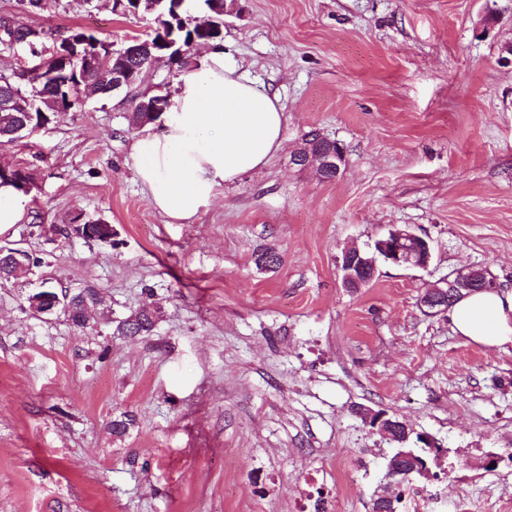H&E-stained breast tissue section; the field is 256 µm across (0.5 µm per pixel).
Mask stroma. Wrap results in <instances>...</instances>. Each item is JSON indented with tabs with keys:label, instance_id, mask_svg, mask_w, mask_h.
<instances>
[{
	"label": "stroma",
	"instance_id": "1",
	"mask_svg": "<svg viewBox=\"0 0 512 512\" xmlns=\"http://www.w3.org/2000/svg\"><path fill=\"white\" fill-rule=\"evenodd\" d=\"M0 15L115 45L154 18L111 0H47ZM512 0H237L225 58L285 112L282 149L173 224L138 182L134 87L75 106L0 165L31 173L20 224L0 234L60 288L94 286L79 330L31 315L34 281L0 283V512H373L396 446L358 408L406 420L446 452L400 512H512V346L426 315L430 284L485 267L512 290ZM316 132L345 148L340 177L292 161ZM111 243L51 238L75 216ZM429 238L428 269L380 265L344 288L342 250L391 226ZM282 256L257 269L254 251ZM147 336H117L146 304ZM135 416L116 436L112 422ZM501 455L495 469L487 454Z\"/></svg>",
	"mask_w": 512,
	"mask_h": 512
}]
</instances>
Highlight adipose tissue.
I'll return each mask as SVG.
<instances>
[{"label": "adipose tissue", "mask_w": 512, "mask_h": 512, "mask_svg": "<svg viewBox=\"0 0 512 512\" xmlns=\"http://www.w3.org/2000/svg\"><path fill=\"white\" fill-rule=\"evenodd\" d=\"M278 98L211 47L177 84L160 120L132 145L136 175L171 222L190 224L219 188L265 166L283 146ZM456 333L489 346L512 345V290L471 294L448 311Z\"/></svg>", "instance_id": "ef3b65f1"}]
</instances>
